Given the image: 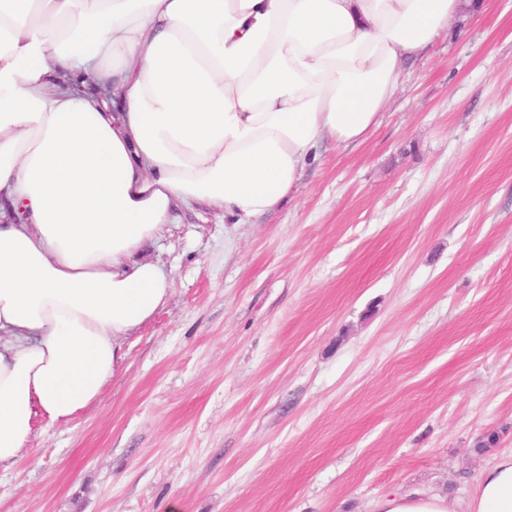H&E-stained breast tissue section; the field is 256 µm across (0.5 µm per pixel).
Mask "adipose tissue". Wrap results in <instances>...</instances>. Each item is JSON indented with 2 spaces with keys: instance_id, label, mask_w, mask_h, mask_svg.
Instances as JSON below:
<instances>
[{
  "instance_id": "obj_1",
  "label": "adipose tissue",
  "mask_w": 512,
  "mask_h": 512,
  "mask_svg": "<svg viewBox=\"0 0 512 512\" xmlns=\"http://www.w3.org/2000/svg\"><path fill=\"white\" fill-rule=\"evenodd\" d=\"M472 0H0V464L95 402L171 293L179 206L236 223L361 142ZM375 512H448L425 491ZM467 512H512V454Z\"/></svg>"
}]
</instances>
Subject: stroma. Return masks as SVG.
I'll list each match as a JSON object with an SVG mask.
<instances>
[{
    "label": "stroma",
    "instance_id": "1",
    "mask_svg": "<svg viewBox=\"0 0 512 512\" xmlns=\"http://www.w3.org/2000/svg\"><path fill=\"white\" fill-rule=\"evenodd\" d=\"M141 258L167 304L97 401L35 423L0 512H373L415 490L466 512L512 454V0L452 22L279 207H181Z\"/></svg>",
    "mask_w": 512,
    "mask_h": 512
}]
</instances>
